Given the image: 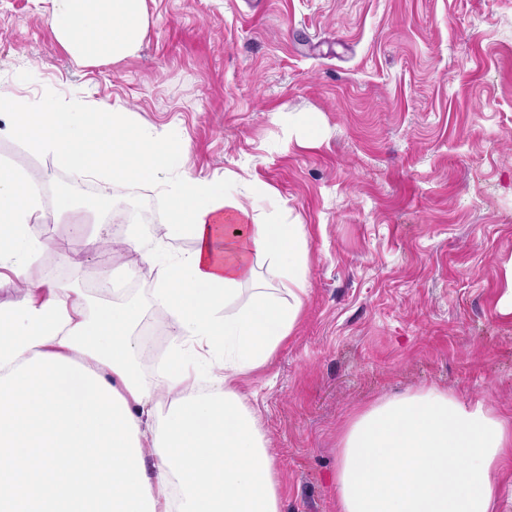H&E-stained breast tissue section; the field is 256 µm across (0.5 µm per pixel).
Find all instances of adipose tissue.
<instances>
[{
    "label": "adipose tissue",
    "mask_w": 512,
    "mask_h": 512,
    "mask_svg": "<svg viewBox=\"0 0 512 512\" xmlns=\"http://www.w3.org/2000/svg\"><path fill=\"white\" fill-rule=\"evenodd\" d=\"M143 2L50 0L49 20L77 63L113 62L138 47ZM0 114L7 134L80 176L155 183L178 171L155 235L187 229L195 242L175 259L146 257L172 343L157 387L138 361L139 305L91 313L83 294L39 298L31 281L0 306V512H281L282 476L237 383L294 328L306 292L301 225L250 223L224 183L192 172L184 142L107 108L26 110L0 86ZM38 182L0 168V269L18 278L43 245L27 231ZM262 261L291 303L259 295L218 318ZM338 455L336 512H499L512 424L482 400L430 389L356 416Z\"/></svg>",
    "instance_id": "ef3b65f1"
}]
</instances>
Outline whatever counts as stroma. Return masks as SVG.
Instances as JSON below:
<instances>
[{
    "label": "stroma",
    "instance_id": "stroma-1",
    "mask_svg": "<svg viewBox=\"0 0 512 512\" xmlns=\"http://www.w3.org/2000/svg\"><path fill=\"white\" fill-rule=\"evenodd\" d=\"M49 11L0 0V84L24 106L107 103L185 141L195 174L223 180L251 223L304 227L299 318L241 383L285 482L281 512H336L339 435L375 403L434 388L512 421V0H145L138 48L88 65ZM5 125L0 166L47 176L32 277L98 307L91 242L117 239L112 267L146 333L162 309L130 225L62 213L75 174ZM91 182L117 213L150 215L143 251L192 248L150 240L167 216L157 186Z\"/></svg>",
    "mask_w": 512,
    "mask_h": 512
}]
</instances>
